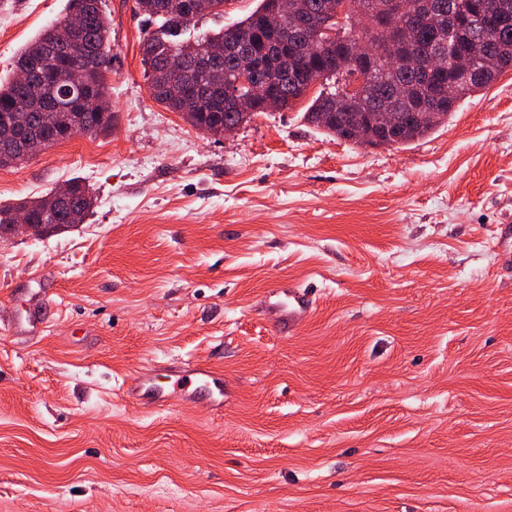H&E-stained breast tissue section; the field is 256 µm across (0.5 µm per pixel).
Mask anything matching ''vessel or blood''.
Masks as SVG:
<instances>
[{
    "mask_svg": "<svg viewBox=\"0 0 512 512\" xmlns=\"http://www.w3.org/2000/svg\"><path fill=\"white\" fill-rule=\"evenodd\" d=\"M495 251L499 268L512 270V225H500L495 236ZM262 305L266 314L284 334L306 322L315 311L312 293L294 284H283L269 295L263 296ZM44 320L39 312H31L11 319L8 329L12 334L32 336L40 333ZM232 382L222 370L203 363H187L183 368L171 371L165 381H158L149 373H139L122 384L124 395L135 405L145 409H161L173 399H205L215 409L223 408L230 396Z\"/></svg>",
    "mask_w": 512,
    "mask_h": 512,
    "instance_id": "obj_1",
    "label": "vessel or blood"
}]
</instances>
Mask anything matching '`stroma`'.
<instances>
[{
  "instance_id": "1",
  "label": "stroma",
  "mask_w": 512,
  "mask_h": 512,
  "mask_svg": "<svg viewBox=\"0 0 512 512\" xmlns=\"http://www.w3.org/2000/svg\"><path fill=\"white\" fill-rule=\"evenodd\" d=\"M67 0H0V76ZM112 128L0 167V204L79 178L60 235L0 243V512H512V70L405 146L303 118L319 85L229 138L152 100L134 0H104ZM317 309L280 335L281 282ZM169 361L235 382L217 412L120 386ZM495 236V251L498 256L499 269L509 273L512 269V225L500 224ZM44 318L36 308L30 314L14 317L8 322V329L13 335L34 336L42 332Z\"/></svg>"
}]
</instances>
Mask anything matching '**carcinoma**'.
Segmentation results:
<instances>
[{
    "label": "carcinoma",
    "instance_id": "obj_1",
    "mask_svg": "<svg viewBox=\"0 0 512 512\" xmlns=\"http://www.w3.org/2000/svg\"><path fill=\"white\" fill-rule=\"evenodd\" d=\"M297 1L319 26L335 32L336 52L358 40L368 41L376 48L374 56L362 60L363 101L339 105L347 84V76L339 68L320 67L313 58L290 59L289 47L297 36L290 11ZM343 1L347 8L338 23L336 4ZM156 2L135 0L136 13L156 26L145 30L141 41L152 99L171 112L194 113L199 127L214 134L226 123L241 126L254 116L213 96V89L224 87L242 95L249 93L248 87L237 84L242 58L228 52L220 66L200 76L191 94L169 86L166 74L170 65L192 67L196 50L213 43L234 47L248 42L258 55L268 50L277 55L273 63L254 72V79L277 85L280 110L289 108L313 83L321 82L318 95L304 113L306 121L328 137L371 147L385 145L389 137L396 145H406L430 135L448 122L463 98L486 89L501 73L512 70V0H260L256 9L237 23L212 37L193 41L182 35L202 14L186 19L182 0H166L165 9L158 8ZM272 13L281 18L276 29L262 25V20ZM75 14L83 18L79 40L91 69L79 110L63 113L60 127L47 133L46 144L50 148L76 135L96 134L112 127V102L106 84V73L112 68L108 16L102 9V0H68L65 15L16 57L17 71L39 67L38 81H0V130L25 135L38 127L48 99L46 87L60 89L68 85L72 58L59 43L58 31ZM386 16L395 32L406 26L415 31L411 41L396 43L393 52L373 28L375 19ZM450 44L459 50L477 45L495 65L477 82L456 76L448 66ZM448 86L452 87L449 96L442 93ZM69 184L73 192L67 202L52 201L55 192L50 191L16 205L1 204L0 231L12 223L13 213L23 208L28 212L29 223L50 225L55 235L84 223L93 205L92 196L80 180L72 179Z\"/></svg>",
    "mask_w": 512,
    "mask_h": 512
}]
</instances>
